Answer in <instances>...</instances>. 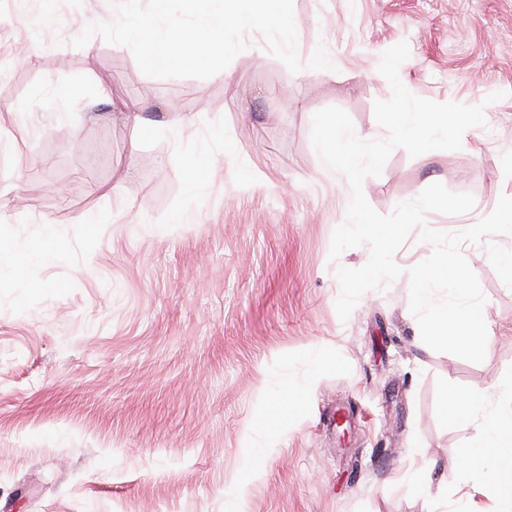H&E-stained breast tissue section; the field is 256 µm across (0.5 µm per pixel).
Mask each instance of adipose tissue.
Wrapping results in <instances>:
<instances>
[{"instance_id":"adipose-tissue-1","label":"adipose tissue","mask_w":512,"mask_h":512,"mask_svg":"<svg viewBox=\"0 0 512 512\" xmlns=\"http://www.w3.org/2000/svg\"><path fill=\"white\" fill-rule=\"evenodd\" d=\"M495 404L484 408L468 398L450 395L445 401V411L450 417L472 416L475 436L452 454L459 464L460 483L455 498L440 494V501H451L450 512H480L476 500L481 488L474 481L473 466L478 460L505 461L512 464V379L500 383L494 390Z\"/></svg>"}]
</instances>
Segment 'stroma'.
<instances>
[{"instance_id":"1","label":"stroma","mask_w":512,"mask_h":512,"mask_svg":"<svg viewBox=\"0 0 512 512\" xmlns=\"http://www.w3.org/2000/svg\"><path fill=\"white\" fill-rule=\"evenodd\" d=\"M290 72L247 32L223 76L159 79L87 26L114 0H0V244L32 256L0 277V512H435L398 482L454 490L474 436L449 394L512 378V236L463 253L486 298L483 362L421 340L405 275L433 247L412 231L403 275L340 319L330 261L351 189L326 175L312 118L387 132L382 54L435 102L485 104L456 151L395 148L364 194L391 213L439 182L469 193L460 232L512 196V0H293ZM503 99L487 103L494 92ZM134 105L126 120L118 102ZM62 245L40 251L45 234Z\"/></svg>"}]
</instances>
